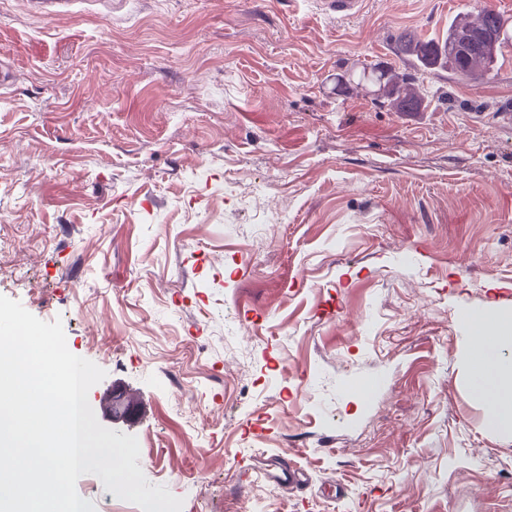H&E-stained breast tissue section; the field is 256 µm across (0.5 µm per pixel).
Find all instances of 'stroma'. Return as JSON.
I'll use <instances>...</instances> for the list:
<instances>
[{
	"label": "stroma",
	"instance_id": "1",
	"mask_svg": "<svg viewBox=\"0 0 512 512\" xmlns=\"http://www.w3.org/2000/svg\"><path fill=\"white\" fill-rule=\"evenodd\" d=\"M480 7L0 0V295L105 371L99 423L182 512H512L463 322L512 311V41L490 78L423 75L416 112L336 90ZM241 457L304 478L245 488ZM363 0H320L321 11L330 17L343 19L357 15L363 8Z\"/></svg>",
	"mask_w": 512,
	"mask_h": 512
}]
</instances>
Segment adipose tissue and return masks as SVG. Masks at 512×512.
<instances>
[{
  "mask_svg": "<svg viewBox=\"0 0 512 512\" xmlns=\"http://www.w3.org/2000/svg\"><path fill=\"white\" fill-rule=\"evenodd\" d=\"M471 387L483 401L486 425L497 432L512 429V316L488 312L471 325Z\"/></svg>",
  "mask_w": 512,
  "mask_h": 512,
  "instance_id": "ef3b65f1",
  "label": "adipose tissue"
}]
</instances>
